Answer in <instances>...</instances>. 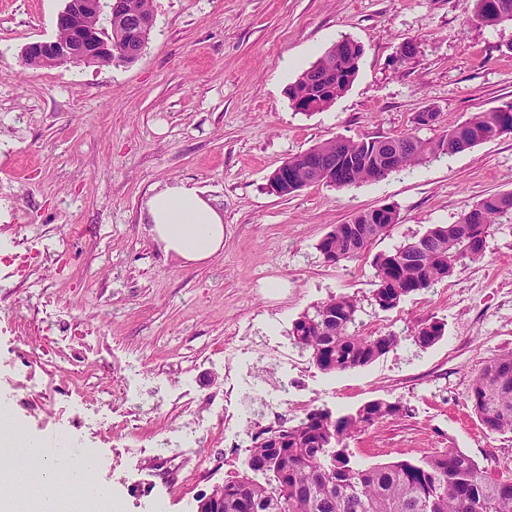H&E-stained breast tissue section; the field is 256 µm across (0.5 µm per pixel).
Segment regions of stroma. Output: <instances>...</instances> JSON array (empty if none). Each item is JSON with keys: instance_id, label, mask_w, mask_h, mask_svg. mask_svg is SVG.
Returning <instances> with one entry per match:
<instances>
[{"instance_id": "35a3bbf8", "label": "stroma", "mask_w": 512, "mask_h": 512, "mask_svg": "<svg viewBox=\"0 0 512 512\" xmlns=\"http://www.w3.org/2000/svg\"><path fill=\"white\" fill-rule=\"evenodd\" d=\"M65 3L0 0V253L31 254L35 272L21 283L0 267V404L20 437L95 435L96 479L122 512H195L240 469L251 432L375 399L406 412L350 440L361 466L452 447L511 472L512 435L482 428L469 388L512 352V216L482 259L396 309L374 308L372 290L376 254L512 191V134L349 188L281 197L269 178L336 137L430 138L413 123L427 107L442 130L512 102V21L470 22L472 0H153L136 62L26 67L23 47L55 37ZM343 39L363 47L353 84L295 111L289 86ZM180 183L224 215L223 252L197 266L147 232L149 196ZM386 204L397 224L360 258L324 261L326 233ZM334 295L356 297L364 332L399 333L400 346L356 369L318 368L290 330ZM431 319L445 333L423 349L409 334ZM39 381L57 386L53 404L32 395ZM105 386L111 408L86 416ZM174 427L187 469L223 460L214 481L162 491L153 446Z\"/></svg>"}]
</instances>
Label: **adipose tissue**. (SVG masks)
<instances>
[{
    "mask_svg": "<svg viewBox=\"0 0 512 512\" xmlns=\"http://www.w3.org/2000/svg\"><path fill=\"white\" fill-rule=\"evenodd\" d=\"M146 213L153 238L183 264L206 262L224 247V216L196 187L159 190L147 200Z\"/></svg>",
    "mask_w": 512,
    "mask_h": 512,
    "instance_id": "1",
    "label": "adipose tissue"
}]
</instances>
